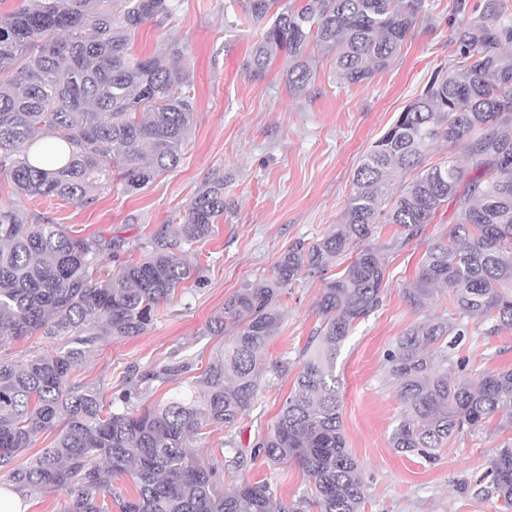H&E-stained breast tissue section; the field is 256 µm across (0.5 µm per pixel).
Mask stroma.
Masks as SVG:
<instances>
[{
	"instance_id": "35a3bbf8",
	"label": "stroma",
	"mask_w": 512,
	"mask_h": 512,
	"mask_svg": "<svg viewBox=\"0 0 512 512\" xmlns=\"http://www.w3.org/2000/svg\"><path fill=\"white\" fill-rule=\"evenodd\" d=\"M454 0H432V26H420L394 62L367 83L340 81L331 55L311 48L317 77L309 91L293 95L274 61L253 79L244 62L259 40L258 26L241 20L239 0H180L176 35L188 45L178 65L190 73L196 103L194 131L180 165L158 175L140 191L113 185L88 206L56 197L20 204L22 218L45 217L77 237L104 236L134 245L184 211L208 181L224 179L228 211L205 243L186 258L201 282L162 305L157 320L140 336L102 337L77 372L83 383L119 384L126 367L140 370L190 359L200 375L221 352L210 336L211 318L245 283L272 275L278 260L299 239L316 240L339 223L353 173L362 157L419 95L433 74L455 60L448 22ZM459 220L455 206L425 225L421 235L393 244L394 228L379 226L370 245L387 248L388 282L382 306L357 322L336 361L346 444L360 462L368 495L364 512H499L496 499L475 498L465 484L483 473L494 448L512 441V431L489 427L452 439L429 464L391 448L389 438L401 403L384 382V354L412 323L452 315L447 293L424 308L410 304V287L428 239ZM323 282L306 276L280 298L283 323L261 354L266 368L255 406L235 437L251 453L258 433L273 423L294 382L273 366L297 363L319 324ZM456 354L468 358L471 378L512 368V329L489 333L486 323L466 320ZM270 484L285 503L306 494L308 479L297 464L247 461L243 474L224 473L232 491L239 477Z\"/></svg>"
}]
</instances>
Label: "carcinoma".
Returning <instances> with one entry per match:
<instances>
[{
	"label": "carcinoma",
	"instance_id": "obj_1",
	"mask_svg": "<svg viewBox=\"0 0 512 512\" xmlns=\"http://www.w3.org/2000/svg\"><path fill=\"white\" fill-rule=\"evenodd\" d=\"M243 3L262 27L247 73L260 78L280 57L293 94L315 82L310 44L333 54L343 82L367 83L430 12L426 0ZM177 8L178 0H27L0 20V174L16 196L0 205V346L36 333L62 341L28 358L0 357V475L26 496L69 493V512H303L264 482L244 478L225 493L216 464L189 443L232 433L254 407L266 372L257 353L280 327L283 290L317 273L319 326L253 457L302 467L320 512H363L367 484L345 445L336 359L353 325L382 305L385 250L365 244L376 225L398 226L408 242L454 202L459 222L428 242L407 298L424 307L441 287L459 318L492 320L490 333L512 328V0L481 9L455 3L449 22L458 67L436 72L364 155L341 221L320 239L296 240L271 276L225 300L209 327L224 337L220 356L166 403L143 408L153 383L176 381L192 364L134 370L107 401L75 373L101 336L143 334L161 304L198 282L182 254L214 233L226 209L224 180L198 194L175 228L163 224L145 239L136 262L118 238L28 224L17 203L58 197L87 205L114 177L132 193L179 164L196 117L191 78L173 66L187 46L171 36L150 55L133 53L136 29L174 19ZM439 143L461 149L467 164L450 154L424 165ZM403 170L414 176L391 188ZM104 255L113 265L100 262ZM342 255L344 269L325 276ZM461 332L455 321L427 319L387 350L386 382L401 401L389 439L396 451L431 463L465 429L495 417L498 428L512 429V369L473 383L466 361L454 358ZM46 432L54 434L50 446L15 463ZM218 452L225 468L245 466L234 440ZM122 476L136 487L130 498L113 487ZM472 494L512 512V443L495 449Z\"/></svg>",
	"mask_w": 512,
	"mask_h": 512
}]
</instances>
